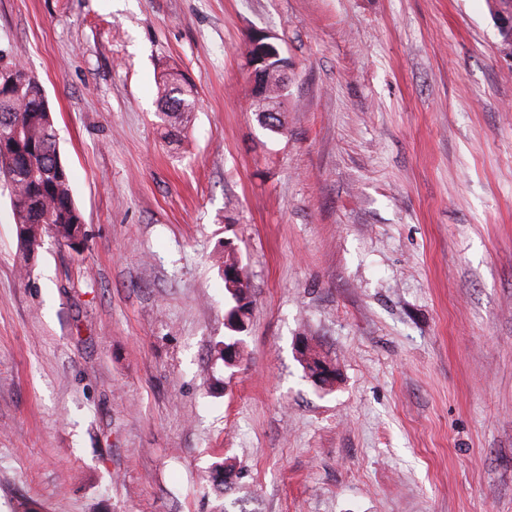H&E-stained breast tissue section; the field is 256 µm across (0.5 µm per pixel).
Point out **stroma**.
Here are the masks:
<instances>
[{"label": "stroma", "mask_w": 512, "mask_h": 512, "mask_svg": "<svg viewBox=\"0 0 512 512\" xmlns=\"http://www.w3.org/2000/svg\"><path fill=\"white\" fill-rule=\"evenodd\" d=\"M501 0H0L82 211L19 274L0 194V512H512ZM288 59L287 131L245 51ZM200 108L165 139L156 79ZM232 244L252 311L217 360ZM335 363L318 388L299 338Z\"/></svg>", "instance_id": "35a3bbf8"}]
</instances>
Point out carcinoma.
<instances>
[{"label":"carcinoma","mask_w":512,"mask_h":512,"mask_svg":"<svg viewBox=\"0 0 512 512\" xmlns=\"http://www.w3.org/2000/svg\"><path fill=\"white\" fill-rule=\"evenodd\" d=\"M7 65L25 82L19 95L0 91V136L9 135L20 125L25 136L13 149L15 157L8 173L7 192L16 227L21 256L20 272L30 276V264L42 248L44 238L53 235L73 250L84 244V222L72 195L71 176L66 164L58 163L60 155L56 122L50 107L42 101V85L12 54ZM266 97L283 105L285 89L276 74L270 75ZM199 95L196 86L183 74L172 71L162 74L158 86L157 118L168 139L183 136L189 116L196 112ZM257 122L272 134L282 132L281 119L271 112L256 113ZM239 266L234 250H224V261L218 266L224 282L228 312L240 326H245L252 308L249 276L228 279L227 271Z\"/></svg>","instance_id":"carcinoma-1"}]
</instances>
